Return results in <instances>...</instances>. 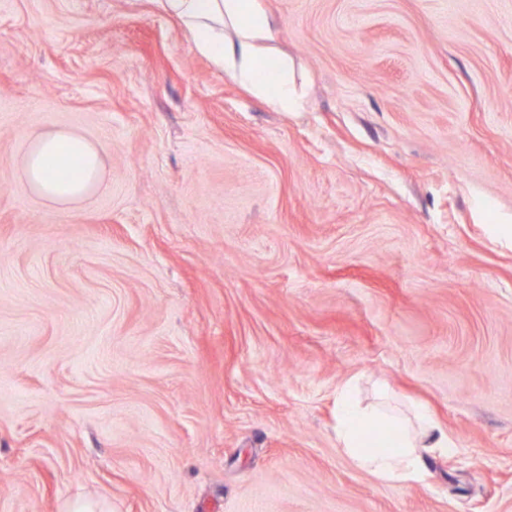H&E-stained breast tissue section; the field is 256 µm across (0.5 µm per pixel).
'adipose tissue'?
<instances>
[{
	"label": "adipose tissue",
	"mask_w": 512,
	"mask_h": 512,
	"mask_svg": "<svg viewBox=\"0 0 512 512\" xmlns=\"http://www.w3.org/2000/svg\"><path fill=\"white\" fill-rule=\"evenodd\" d=\"M185 25L197 50L269 105L288 110L297 98L287 63L268 53L274 37L271 15L247 0H156ZM103 171L97 145L65 129L37 134L25 162L32 188L49 201H76L99 184ZM337 439L357 466L380 480L406 485L418 481L422 455L450 452L456 443L427 407L403 416L389 392L373 406H362L350 386L336 393Z\"/></svg>",
	"instance_id": "ef3b65f1"
}]
</instances>
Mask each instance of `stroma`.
Masks as SVG:
<instances>
[{
	"label": "stroma",
	"instance_id": "stroma-1",
	"mask_svg": "<svg viewBox=\"0 0 512 512\" xmlns=\"http://www.w3.org/2000/svg\"><path fill=\"white\" fill-rule=\"evenodd\" d=\"M256 2L294 111L154 0H0V512H512V0ZM349 381L455 452L359 469ZM103 171L100 148L65 129L37 134L25 162V175L42 197L59 204L76 201L99 184ZM66 177L62 178L61 175Z\"/></svg>",
	"mask_w": 512,
	"mask_h": 512
}]
</instances>
